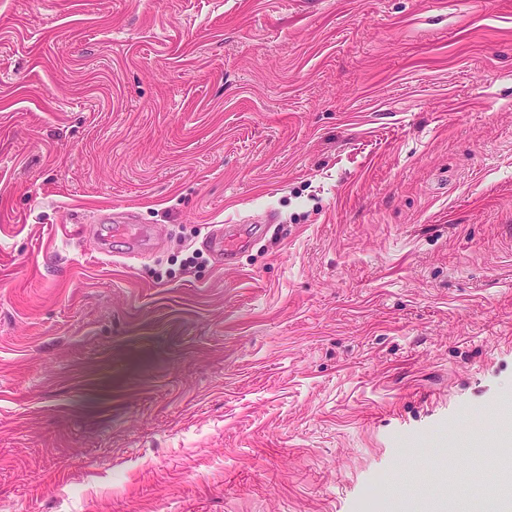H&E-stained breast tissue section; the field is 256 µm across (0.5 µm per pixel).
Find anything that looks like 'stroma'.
<instances>
[{
	"label": "stroma",
	"instance_id": "stroma-1",
	"mask_svg": "<svg viewBox=\"0 0 512 512\" xmlns=\"http://www.w3.org/2000/svg\"><path fill=\"white\" fill-rule=\"evenodd\" d=\"M502 460L512 0H0V512H512ZM257 227V224H226L224 229L220 227L209 232L204 244L211 252L224 258V265H230L240 250L254 242L259 230Z\"/></svg>",
	"mask_w": 512,
	"mask_h": 512
}]
</instances>
